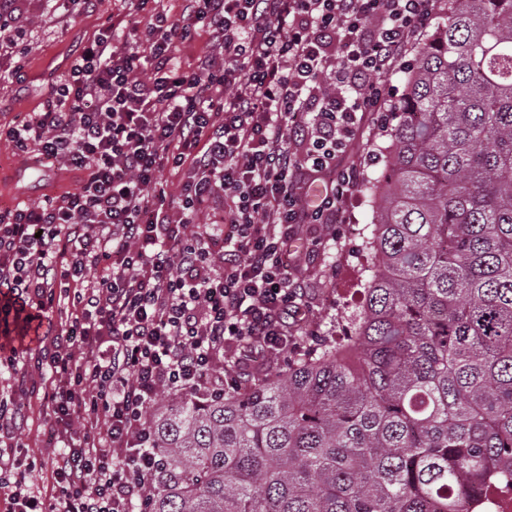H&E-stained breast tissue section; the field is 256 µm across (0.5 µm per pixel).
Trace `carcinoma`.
<instances>
[{
	"label": "carcinoma",
	"mask_w": 512,
	"mask_h": 512,
	"mask_svg": "<svg viewBox=\"0 0 512 512\" xmlns=\"http://www.w3.org/2000/svg\"><path fill=\"white\" fill-rule=\"evenodd\" d=\"M405 77L353 336L172 396L146 512H470L512 478V0H452Z\"/></svg>",
	"instance_id": "carcinoma-1"
}]
</instances>
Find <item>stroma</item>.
<instances>
[{
    "label": "stroma",
    "mask_w": 512,
    "mask_h": 512,
    "mask_svg": "<svg viewBox=\"0 0 512 512\" xmlns=\"http://www.w3.org/2000/svg\"><path fill=\"white\" fill-rule=\"evenodd\" d=\"M18 25L23 28L25 52L21 57H0V127L38 111L51 83L70 70L80 46L129 10L127 0H97L93 10L69 13L53 0H21ZM392 149L388 131L374 119H365L356 138L343 155L342 164L363 168V178L352 193L349 224H318L302 228L295 274L307 284L312 307L308 322L324 342H336L352 331L361 311L364 287L371 276L369 240L381 207L374 188ZM78 172L57 162L32 166L15 155L12 146L0 141V210L20 202H42L77 187ZM51 340L49 323H31L23 335L0 336V398L20 400L25 421L14 439L22 464H34L28 478L31 487L44 495L53 492L51 460L55 449L48 440L43 389L52 378L38 369L36 359ZM22 368L39 388L16 396L14 371Z\"/></svg>",
    "instance_id": "1"
}]
</instances>
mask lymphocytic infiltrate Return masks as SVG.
<instances>
[{
	"mask_svg": "<svg viewBox=\"0 0 512 512\" xmlns=\"http://www.w3.org/2000/svg\"><path fill=\"white\" fill-rule=\"evenodd\" d=\"M436 0H182L178 18L128 11L80 50L39 111L0 128L16 155L64 160L71 192L0 212V326L57 312L42 352L47 424L64 446L54 493L30 491L0 448L8 512H133L153 494L159 392L220 395L228 353L287 346L306 285L298 227L337 224L360 182L338 167L379 76L405 58ZM209 35L189 70L176 44ZM149 69L141 80L140 69ZM330 84H322L323 76ZM184 171L177 195L157 178ZM222 215H199L214 203Z\"/></svg>",
	"mask_w": 512,
	"mask_h": 512,
	"instance_id": "f902f5d3",
	"label": "lymphocytic infiltrate"
}]
</instances>
